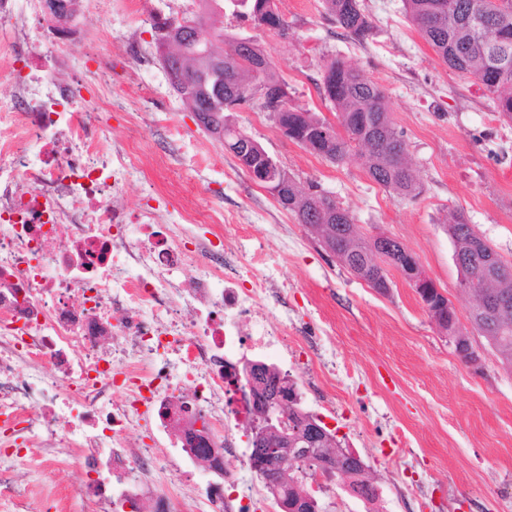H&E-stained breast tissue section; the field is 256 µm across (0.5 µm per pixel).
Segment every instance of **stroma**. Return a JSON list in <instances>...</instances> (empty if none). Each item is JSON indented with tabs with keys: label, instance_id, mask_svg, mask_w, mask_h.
I'll use <instances>...</instances> for the list:
<instances>
[{
	"label": "stroma",
	"instance_id": "35a3bbf8",
	"mask_svg": "<svg viewBox=\"0 0 512 512\" xmlns=\"http://www.w3.org/2000/svg\"><path fill=\"white\" fill-rule=\"evenodd\" d=\"M360 4L373 22L361 44L330 22L322 0H277L292 27L286 42L229 15H213L208 25L256 35L275 74L287 81L292 105L327 119L336 110L315 85L327 61L341 59L379 84L408 144L420 197L389 194L360 159H321L284 137L265 113L242 110L236 123L301 186L317 184L348 209L362 236L381 233L412 251L470 330L471 300L460 288L446 226L452 214H463L512 263V119L495 111L472 76L434 53L403 0ZM196 8V0H139L137 10L110 11L93 0L88 29L100 40L98 57L55 53L56 67L72 73L86 107L111 99L105 147L127 140L135 130L130 117L140 113L135 131L156 150L130 176V202L161 195L174 207L223 210L225 251L261 250L257 273L279 282L264 298L265 310L287 330L294 351L288 359L271 351L266 360L291 379H309L301 406L364 461L383 496L380 512H512V367L472 333L485 361L483 372H474L398 272L389 271L384 295L356 279L196 124L168 84L151 29L155 16ZM47 460L42 451L27 453L20 460L27 481L0 478V512H98L75 457L53 467Z\"/></svg>",
	"mask_w": 512,
	"mask_h": 512
}]
</instances>
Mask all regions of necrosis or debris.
Instances as JSON below:
<instances>
[{"mask_svg": "<svg viewBox=\"0 0 512 512\" xmlns=\"http://www.w3.org/2000/svg\"><path fill=\"white\" fill-rule=\"evenodd\" d=\"M88 7L30 30L16 0H0V69L27 59L12 111L0 113V424L29 448L76 452L100 512H140L143 492L173 458L190 455V412L205 417L223 450L224 482L204 494L179 489L191 512H249L260 489L240 479L239 433L250 409L236 357L287 346L262 297L273 278L198 232L224 217L189 210L170 222L159 208L120 199L141 142L103 150L99 115L47 66ZM222 270L223 285L212 282ZM154 425L166 447L137 435Z\"/></svg>", "mask_w": 512, "mask_h": 512, "instance_id": "1", "label": "necrosis or debris"}]
</instances>
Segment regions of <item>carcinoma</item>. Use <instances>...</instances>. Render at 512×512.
Here are the masks:
<instances>
[{
    "label": "carcinoma",
    "instance_id": "cac0c4a2",
    "mask_svg": "<svg viewBox=\"0 0 512 512\" xmlns=\"http://www.w3.org/2000/svg\"><path fill=\"white\" fill-rule=\"evenodd\" d=\"M263 0H199L192 18L169 16L152 29L168 38L158 58L169 84L192 112L205 109L204 122L215 128L233 124L234 108L228 99L260 81L278 88L283 80L273 72L272 61L253 39L246 45L219 30L202 36V20L213 6L251 21L261 28L265 21ZM329 20L354 42L362 43L373 25L359 0H323ZM413 26L448 67L474 77L496 111L512 118V0H404ZM318 93L336 108V123L314 112L284 104L283 121L299 144L310 143V152L331 163H343L358 154L371 179L389 193L415 199L423 187L408 160V148L392 120L384 90L363 78L340 59L323 66L316 84ZM296 207L288 208L297 223L315 225L336 241L338 262L349 272L366 277H387L388 268L399 260L397 250H386L379 240L365 238L356 229L354 217L340 204L296 187ZM455 253L470 262L468 273L477 281L490 272L495 279L488 288L470 294L469 320L482 334L502 363L512 366V317L496 322L487 313L493 293L512 298V265L493 259L469 224L456 217L447 225ZM280 471L279 492L288 503L306 492L291 460L271 462Z\"/></svg>",
    "mask_w": 512,
    "mask_h": 512
}]
</instances>
